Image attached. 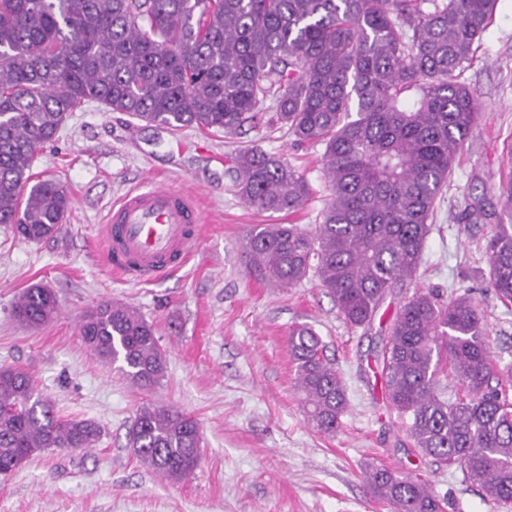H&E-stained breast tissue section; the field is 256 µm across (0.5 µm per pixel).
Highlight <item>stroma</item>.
<instances>
[{"label": "stroma", "instance_id": "obj_1", "mask_svg": "<svg viewBox=\"0 0 512 512\" xmlns=\"http://www.w3.org/2000/svg\"><path fill=\"white\" fill-rule=\"evenodd\" d=\"M465 78L483 118L457 157L414 285L481 302L496 360L507 365L512 308L487 294L483 274L486 240L502 213V142L512 135V0H498ZM256 140L304 174L312 194L303 209L262 213L235 195L234 157ZM322 152L293 147L283 130L265 125L227 138L150 125L97 103L70 114L32 168L68 190L60 234L30 243L0 225V366L29 371L60 416L93 420L101 434L90 450L32 458L0 483V512H389L365 487L371 462L428 480L447 512H500L460 470L411 447L375 382L374 357L396 301L383 304L384 318L354 329L317 277L277 287L247 269L242 244L255 225L311 231L319 224L330 194ZM149 175L199 194L203 240L177 274L137 283L106 266L100 232L109 208ZM469 206L483 218L463 222ZM37 285L52 289L59 315L30 329L12 308ZM104 299L155 326L167 372L152 392L135 389L82 344L77 323ZM302 324L321 336L347 387L348 408L333 437L308 424L294 385L288 332ZM145 401L198 420L201 461L188 481L162 480L133 456L128 430Z\"/></svg>", "mask_w": 512, "mask_h": 512}]
</instances>
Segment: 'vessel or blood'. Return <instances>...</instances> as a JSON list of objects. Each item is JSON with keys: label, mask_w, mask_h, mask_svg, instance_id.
<instances>
[{"label": "vessel or blood", "mask_w": 512, "mask_h": 512, "mask_svg": "<svg viewBox=\"0 0 512 512\" xmlns=\"http://www.w3.org/2000/svg\"><path fill=\"white\" fill-rule=\"evenodd\" d=\"M203 216L196 196L142 180L116 202L102 230L113 273L151 281L183 267L198 250Z\"/></svg>", "instance_id": "vessel-or-blood-1"}]
</instances>
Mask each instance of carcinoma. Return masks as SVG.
Listing matches in <instances>:
<instances>
[{"label": "carcinoma", "mask_w": 512, "mask_h": 512, "mask_svg": "<svg viewBox=\"0 0 512 512\" xmlns=\"http://www.w3.org/2000/svg\"><path fill=\"white\" fill-rule=\"evenodd\" d=\"M497 0H0V224L38 243L59 233L70 198L33 180L40 152L68 113L90 102L171 130L237 134L245 125L321 145L331 197L314 232L257 224L244 251L256 277L282 287L314 274L353 327L388 319L374 371L408 438L432 461L461 470L489 502L512 506V366H500L481 303L407 290L437 201L481 104L463 81ZM502 186L512 216V140ZM247 206L293 213L311 195L290 162L260 145L236 158ZM487 288L512 304V224L485 247ZM38 327L59 314L53 292L28 289L14 307ZM85 347L139 390L165 376L156 330L129 306L102 300L78 323ZM305 417L334 436L348 399L310 327L288 334ZM457 388L447 395L440 376ZM97 423L59 416L28 372L0 368V476L49 449H90ZM129 440L139 463L169 482L200 461L197 420L145 403ZM372 497L390 512H441L430 483L366 467Z\"/></svg>", "instance_id": "obj_1"}]
</instances>
